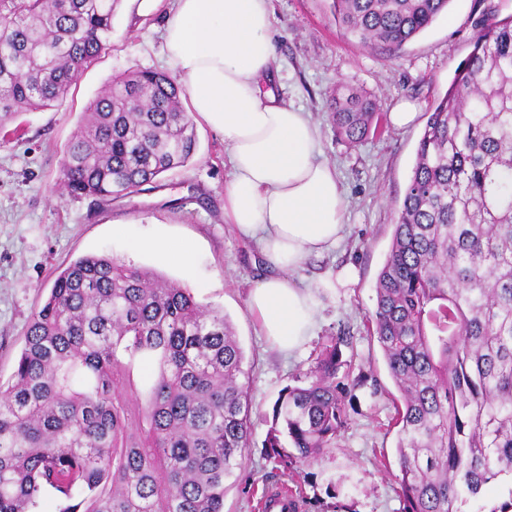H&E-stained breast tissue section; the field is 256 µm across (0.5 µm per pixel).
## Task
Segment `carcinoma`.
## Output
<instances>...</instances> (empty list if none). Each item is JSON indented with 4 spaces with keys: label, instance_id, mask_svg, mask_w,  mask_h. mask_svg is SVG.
I'll list each match as a JSON object with an SVG mask.
<instances>
[{
    "label": "carcinoma",
    "instance_id": "carcinoma-1",
    "mask_svg": "<svg viewBox=\"0 0 512 512\" xmlns=\"http://www.w3.org/2000/svg\"><path fill=\"white\" fill-rule=\"evenodd\" d=\"M450 0H333L368 48L397 49ZM119 0H0V132L62 101L106 50ZM473 49L418 142L376 282L374 338L399 394L402 512H468L512 475V15L477 21ZM336 137L383 132L376 97L340 88ZM182 89L161 71L113 80L65 149L67 194L110 201L196 152ZM224 312L161 273L110 255L64 268L0 383V512H224L252 407ZM348 361L338 343L273 406L267 459L285 468L333 446ZM292 450H285L283 440Z\"/></svg>",
    "mask_w": 512,
    "mask_h": 512
}]
</instances>
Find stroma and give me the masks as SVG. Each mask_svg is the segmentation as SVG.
<instances>
[{"label":"stroma","mask_w":512,"mask_h":512,"mask_svg":"<svg viewBox=\"0 0 512 512\" xmlns=\"http://www.w3.org/2000/svg\"><path fill=\"white\" fill-rule=\"evenodd\" d=\"M272 5L273 46L281 66L275 92L309 112L318 125L323 156L335 164L348 202L343 239L308 258L296 273L312 289L313 335L286 356L271 348L249 314L248 292L270 268L257 244L224 222V138L206 125H194V157L142 191L104 204L63 194L64 151L88 102L114 77L167 68L160 13L139 11L137 0H121L108 49L68 96L54 108L19 116L22 139L0 136V381L9 380L31 316L72 261L107 253L153 268L190 288L202 303L223 310L244 353L252 400L249 449L224 496V512H258L259 494L275 486L297 499L298 512H400L397 435L387 427L398 393L368 333L376 280L430 107L472 51L476 20L490 11L512 14V0H451L447 14L396 50L368 49L346 36L333 16L332 0H272ZM342 83L375 95L383 114L408 101L417 116L406 128L390 126L383 135L348 147L336 138L327 112ZM161 236L193 243L192 269L129 249L130 240ZM344 267L352 268L353 282L325 287V280L335 279ZM338 336L352 337L343 355L351 359L354 375L366 380L353 390L335 447L292 469L266 460L263 444L280 391Z\"/></svg>","instance_id":"obj_1"}]
</instances>
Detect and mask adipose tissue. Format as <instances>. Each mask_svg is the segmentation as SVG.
Masks as SVG:
<instances>
[{
  "mask_svg": "<svg viewBox=\"0 0 512 512\" xmlns=\"http://www.w3.org/2000/svg\"><path fill=\"white\" fill-rule=\"evenodd\" d=\"M163 39L193 114L224 136V219L274 269L250 289L248 309L277 350L293 353L314 326L311 293L294 274L335 248L347 205L317 126L271 88L270 0H174Z\"/></svg>",
  "mask_w": 512,
  "mask_h": 512,
  "instance_id": "adipose-tissue-1",
  "label": "adipose tissue"
}]
</instances>
